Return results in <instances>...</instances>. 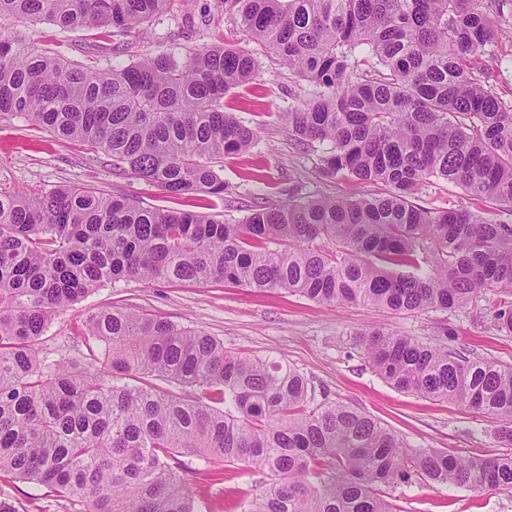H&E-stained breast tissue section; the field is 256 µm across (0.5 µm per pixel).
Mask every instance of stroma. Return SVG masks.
<instances>
[{
  "instance_id": "obj_1",
  "label": "stroma",
  "mask_w": 512,
  "mask_h": 512,
  "mask_svg": "<svg viewBox=\"0 0 512 512\" xmlns=\"http://www.w3.org/2000/svg\"><path fill=\"white\" fill-rule=\"evenodd\" d=\"M28 34L72 61L126 65L146 54H181L185 49L221 43L254 53L256 75L224 98L225 111L254 132L249 152L229 155L220 173L224 196L206 209L216 220L236 224L254 206L309 197L381 196L380 183L328 176L319 170L322 145L300 146L280 115L307 98L311 86L282 65L274 53L259 49L240 30L224 0H193L153 17L147 34L130 32L115 41L86 31H63L41 21ZM490 82L512 99V38H499L481 56ZM80 185L144 207L178 208L179 202L138 176L113 170L108 158L71 141L58 140L22 115L0 116V189L41 193ZM417 203L426 208L468 209L512 224V206L468 194L460 185L437 181L423 189ZM495 292L477 304L452 310L394 312L362 305L330 311L282 290H256L228 283H153L119 281L92 291L57 316L46 328L41 347L52 359L82 360L85 349L76 334L86 318L113 307L161 315L171 322L215 337L225 350L287 361L330 398L371 414L418 448H453L492 456L503 447L494 437L498 418L460 404L432 401L398 392L372 372L355 345L368 326L394 329L430 341L442 329L454 331L452 349L470 359H491L512 366V335L493 327ZM185 477L199 490L198 512H235L234 492L259 491V478L244 467L184 456ZM406 512H512V491H472L445 485L401 484L390 488ZM0 499L17 512H72L48 486L1 478Z\"/></svg>"
}]
</instances>
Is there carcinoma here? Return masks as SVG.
Masks as SVG:
<instances>
[{"label":"carcinoma","mask_w":512,"mask_h":512,"mask_svg":"<svg viewBox=\"0 0 512 512\" xmlns=\"http://www.w3.org/2000/svg\"><path fill=\"white\" fill-rule=\"evenodd\" d=\"M172 0H0V21H45L103 39L143 28ZM261 49L316 87L288 134L322 143L320 169L388 187L379 197L258 205L239 224L150 209L87 187L0 191V475L51 487L76 512H195L181 455L263 477L241 512H403L400 483L512 489V451L413 448L328 398L299 369L157 315L107 309L79 329L89 361H50L48 324L117 281L224 282L323 307L465 308L490 288L512 334V225L413 203L434 179L512 204V100L479 56L508 0H234ZM253 54L211 45L126 66L62 59L23 31L0 35V114L104 153L177 198L224 197L215 166L254 132L224 95ZM426 275L394 273L419 267ZM386 328L356 346L393 388L501 418L512 446V367ZM190 390L178 394L169 386Z\"/></svg>","instance_id":"carcinoma-1"}]
</instances>
